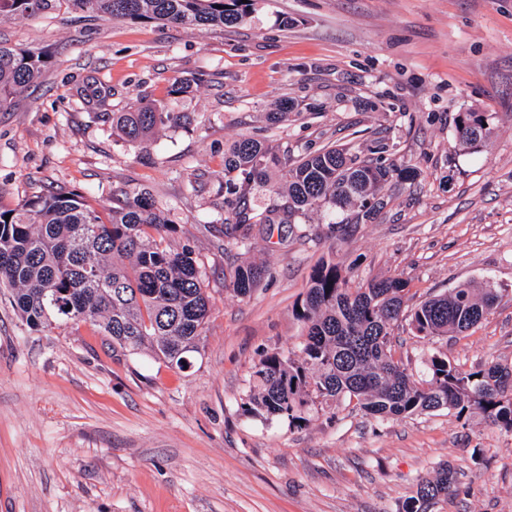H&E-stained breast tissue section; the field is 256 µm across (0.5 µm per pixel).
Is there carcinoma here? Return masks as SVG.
<instances>
[{
	"mask_svg": "<svg viewBox=\"0 0 512 512\" xmlns=\"http://www.w3.org/2000/svg\"><path fill=\"white\" fill-rule=\"evenodd\" d=\"M56 0H0V21L54 7ZM74 9L98 17L146 19L185 26H233L247 16L242 0H67ZM43 57L0 43V107L41 76ZM178 120L165 106L140 97L126 112L112 113V131L144 146ZM481 112H463L456 123V148L477 150L492 129ZM380 156L360 159L327 148L297 160L281 156L259 140L241 138L224 151V237L243 249L272 230V215L292 224L315 208L376 211L375 196L390 178L414 180ZM285 169L287 184L265 212L254 214L247 198L269 181V168ZM10 219H5V215ZM168 219L144 190L127 196L102 216L81 195L62 189L0 210V283L11 304L31 327L81 324L107 337L112 348L151 350L179 368L198 349L211 300L201 267L187 245L173 248ZM260 265L238 266L229 287L246 296L264 278ZM407 282L399 277L371 279L352 288L342 268L321 262L312 272L305 298L295 309L303 324L298 352H273L249 380L246 411L267 421L299 427L306 413L342 396L360 410L388 421L439 409L458 417L477 413L512 433V365L486 362L470 370L430 355L415 378L395 358L391 331L403 319L421 338L460 335L487 318L499 302L496 289L463 284L414 309L404 308ZM457 471L439 465L435 477L421 480L402 512H430L440 496L453 491Z\"/></svg>",
	"mask_w": 512,
	"mask_h": 512,
	"instance_id": "cac0c4a2",
	"label": "carcinoma"
}]
</instances>
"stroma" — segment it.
I'll list each match as a JSON object with an SVG mask.
<instances>
[{
	"mask_svg": "<svg viewBox=\"0 0 512 512\" xmlns=\"http://www.w3.org/2000/svg\"><path fill=\"white\" fill-rule=\"evenodd\" d=\"M0 42L42 54L37 85L0 111V207L64 187L109 212L147 188L190 245L211 297L179 370L113 350L87 326L33 329L0 292V512H400L443 463L458 489L434 512H512V434L437 410L378 421L343 397L301 426L247 413L264 356L297 350L293 310L321 260L352 282L397 276L408 307L463 285L500 301L459 336L394 331L422 374L512 364V0H255L233 27L105 20L60 7L0 22ZM192 80L190 92L172 84ZM180 115L144 149L112 131L140 96ZM292 103L271 126L265 112ZM492 128L455 149L461 112ZM250 137L292 157L378 145L392 179L373 217L321 208L250 251L224 242V151ZM245 262L267 273L229 288ZM266 270L253 263L239 265L231 277L229 287L236 296H247L264 278Z\"/></svg>",
	"mask_w": 512,
	"mask_h": 512,
	"instance_id": "35a3bbf8",
	"label": "stroma"
}]
</instances>
